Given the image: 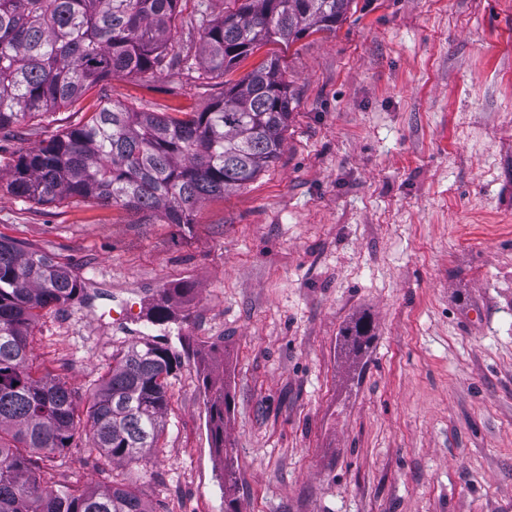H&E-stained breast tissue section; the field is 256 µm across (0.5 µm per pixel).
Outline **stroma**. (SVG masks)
Instances as JSON below:
<instances>
[{
	"mask_svg": "<svg viewBox=\"0 0 512 512\" xmlns=\"http://www.w3.org/2000/svg\"><path fill=\"white\" fill-rule=\"evenodd\" d=\"M233 7L181 0L171 67L0 135L4 170L107 101L204 111L273 55L293 94L279 160L189 229L0 188V235L84 285L44 310L36 363L82 393L142 338L178 356L149 472L113 467L154 512H224L206 375L230 390L239 512H512V0H352L335 30L204 75L200 18ZM182 282L173 321L115 323ZM44 465L48 490L104 482L79 440Z\"/></svg>",
	"mask_w": 512,
	"mask_h": 512,
	"instance_id": "obj_1",
	"label": "stroma"
}]
</instances>
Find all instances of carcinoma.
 <instances>
[{
    "label": "carcinoma",
    "mask_w": 512,
    "mask_h": 512,
    "mask_svg": "<svg viewBox=\"0 0 512 512\" xmlns=\"http://www.w3.org/2000/svg\"><path fill=\"white\" fill-rule=\"evenodd\" d=\"M179 2L0 0V132L69 105L114 75L162 70ZM350 2L244 0L202 25L200 64L207 75L227 74L263 45L289 46L314 27L334 28ZM292 103L277 57L227 82L206 111L182 118L106 102L85 124L20 153L6 189L37 204L78 197L137 213L160 210L167 223L188 227L202 200L243 186L279 158ZM82 292L68 266L0 235V512H153L132 484L112 474V464L152 463L177 359L145 339L112 355V367L83 397L51 372L38 373L31 334L42 311L69 305ZM184 292L162 289L147 320H169V302ZM368 335L365 319L346 332L358 350ZM203 386L210 436L223 455L224 504L234 509L236 469L224 450L230 394L207 378ZM79 430L109 485L44 492L42 458L71 447Z\"/></svg>",
    "instance_id": "obj_1"
}]
</instances>
